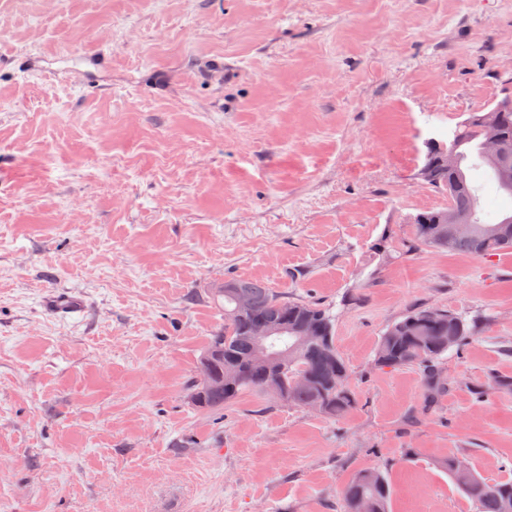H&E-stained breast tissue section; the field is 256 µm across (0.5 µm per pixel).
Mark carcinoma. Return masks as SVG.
Segmentation results:
<instances>
[{"label": "carcinoma", "instance_id": "1", "mask_svg": "<svg viewBox=\"0 0 512 512\" xmlns=\"http://www.w3.org/2000/svg\"><path fill=\"white\" fill-rule=\"evenodd\" d=\"M455 144L458 168L448 169L439 154L422 173V184L435 191L448 193V205L420 212L410 224H387L371 245L372 258L387 263L400 256H412L431 248L452 254L491 258L512 250V239L493 237H458L451 243L429 236L427 226L445 218L454 210L471 223L491 227L511 214L491 215L480 208L478 187L469 175L472 169L491 172L496 189L512 196V188L501 180L498 168L481 154L483 132L465 120L457 126ZM229 291L217 288L213 299L224 315V323L208 337L201 360L208 361L209 380L191 386V404L199 411L215 413L244 393H258L275 402L320 410L330 418L343 417L355 404L356 396L349 384V369L336 345V315L326 305L310 300L288 298L264 281L228 279ZM248 308L239 310L240 300ZM256 322L280 323L284 327L307 325L314 329L312 340L297 349L288 367L278 375L281 392H269L272 373L253 362L254 336L251 325ZM476 333L475 322L446 308L425 306L413 308L392 321L382 334L374 351L372 369L416 368L420 371L428 403L448 387L441 375L443 357L461 349ZM512 391V377L492 374L487 386L475 389L476 398L487 390ZM375 479L365 482V473ZM459 491L473 504L476 512H505V501L512 500V479L496 482L475 474L474 481ZM392 486L380 467L361 470L342 491L340 512H388Z\"/></svg>", "mask_w": 512, "mask_h": 512}]
</instances>
